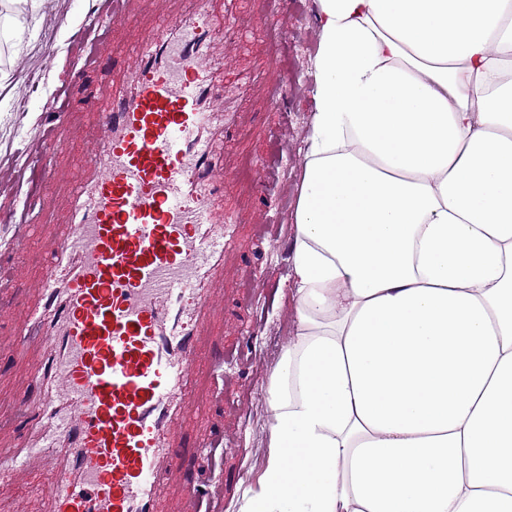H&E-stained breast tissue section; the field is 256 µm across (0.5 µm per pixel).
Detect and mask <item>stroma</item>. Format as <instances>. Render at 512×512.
Returning <instances> with one entry per match:
<instances>
[{
    "label": "stroma",
    "instance_id": "obj_1",
    "mask_svg": "<svg viewBox=\"0 0 512 512\" xmlns=\"http://www.w3.org/2000/svg\"><path fill=\"white\" fill-rule=\"evenodd\" d=\"M93 0H41L24 7L10 37L0 38V167L27 163V144L40 131V115L57 110L56 94L73 82L83 48L73 35ZM240 31L226 43L224 92L240 114L224 137L230 176L224 202L237 208L236 247L225 266L224 350L232 384L223 409L224 457L215 468L224 492L223 512H240L265 467L271 411L266 396L271 371L295 332L290 243L304 140L313 106L312 57L317 48L314 0H235ZM281 26L286 38L270 43L266 30ZM287 95H274L280 76ZM283 222L267 232L270 216Z\"/></svg>",
    "mask_w": 512,
    "mask_h": 512
}]
</instances>
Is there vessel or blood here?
Segmentation results:
<instances>
[{
  "label": "vessel or blood",
  "instance_id": "vessel-or-blood-1",
  "mask_svg": "<svg viewBox=\"0 0 512 512\" xmlns=\"http://www.w3.org/2000/svg\"><path fill=\"white\" fill-rule=\"evenodd\" d=\"M79 29L141 28L137 48L83 110L50 112L30 142L36 186L57 220L19 224L49 258L40 272L0 258V476L40 479L45 512H217L219 484L193 463L214 458L224 401L222 0H97ZM165 18L164 29L153 25ZM80 145L77 180L61 144Z\"/></svg>",
  "mask_w": 512,
  "mask_h": 512
}]
</instances>
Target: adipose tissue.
<instances>
[{
  "label": "adipose tissue",
  "mask_w": 512,
  "mask_h": 512,
  "mask_svg": "<svg viewBox=\"0 0 512 512\" xmlns=\"http://www.w3.org/2000/svg\"><path fill=\"white\" fill-rule=\"evenodd\" d=\"M295 333L242 512H512V0H315Z\"/></svg>",
  "instance_id": "obj_1"
}]
</instances>
